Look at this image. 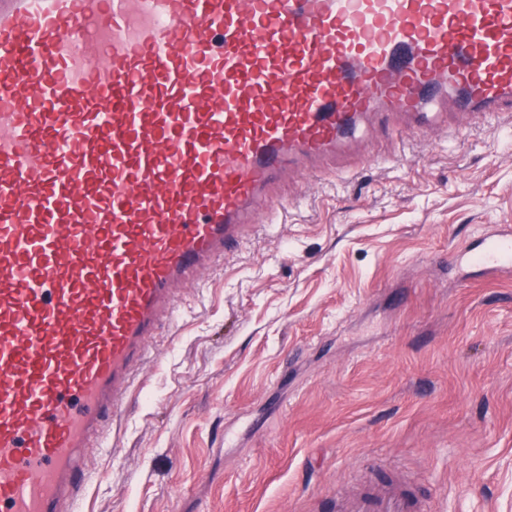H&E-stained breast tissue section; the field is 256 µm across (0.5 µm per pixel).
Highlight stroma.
Masks as SVG:
<instances>
[{
    "instance_id": "obj_1",
    "label": "stroma",
    "mask_w": 512,
    "mask_h": 512,
    "mask_svg": "<svg viewBox=\"0 0 512 512\" xmlns=\"http://www.w3.org/2000/svg\"><path fill=\"white\" fill-rule=\"evenodd\" d=\"M349 152L181 291L85 512H336L388 477L425 512H512V277L448 260L512 225V119Z\"/></svg>"
}]
</instances>
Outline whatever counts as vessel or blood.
<instances>
[{
	"label": "vessel or blood",
	"mask_w": 512,
	"mask_h": 512,
	"mask_svg": "<svg viewBox=\"0 0 512 512\" xmlns=\"http://www.w3.org/2000/svg\"><path fill=\"white\" fill-rule=\"evenodd\" d=\"M512 112V0H0V512H81L152 340L376 115ZM475 262L512 273V226ZM338 512H413L384 481Z\"/></svg>",
	"instance_id": "obj_1"
}]
</instances>
